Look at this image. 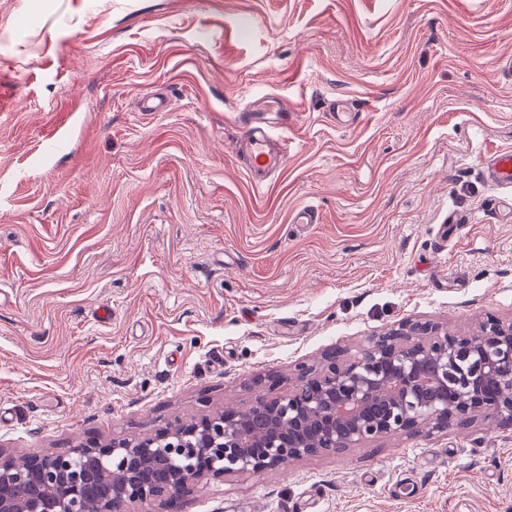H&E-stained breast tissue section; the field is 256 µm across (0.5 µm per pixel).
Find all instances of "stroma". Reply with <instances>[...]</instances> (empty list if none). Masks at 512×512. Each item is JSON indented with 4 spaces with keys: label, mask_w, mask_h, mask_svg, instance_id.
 <instances>
[{
    "label": "stroma",
    "mask_w": 512,
    "mask_h": 512,
    "mask_svg": "<svg viewBox=\"0 0 512 512\" xmlns=\"http://www.w3.org/2000/svg\"><path fill=\"white\" fill-rule=\"evenodd\" d=\"M263 96L289 149L259 191L236 147ZM505 151L512 0H0V449L246 405L407 320L512 319V193L482 175ZM181 512H512V429L227 476Z\"/></svg>",
    "instance_id": "1"
}]
</instances>
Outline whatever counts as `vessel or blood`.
I'll return each mask as SVG.
<instances>
[{"mask_svg": "<svg viewBox=\"0 0 512 512\" xmlns=\"http://www.w3.org/2000/svg\"><path fill=\"white\" fill-rule=\"evenodd\" d=\"M287 108L279 100L264 101L262 108L243 114L247 126L241 155L252 185L261 189L282 172L288 158ZM487 181L495 187L512 188V153H500L484 165Z\"/></svg>", "mask_w": 512, "mask_h": 512, "instance_id": "b4317fda", "label": "vessel or blood"}]
</instances>
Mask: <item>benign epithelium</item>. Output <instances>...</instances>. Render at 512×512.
I'll return each instance as SVG.
<instances>
[{
  "label": "benign epithelium",
  "mask_w": 512,
  "mask_h": 512,
  "mask_svg": "<svg viewBox=\"0 0 512 512\" xmlns=\"http://www.w3.org/2000/svg\"><path fill=\"white\" fill-rule=\"evenodd\" d=\"M481 417L512 427V321L477 333L403 322L297 367L288 391L260 395L139 440L78 442L25 457L0 450V512H128L225 476L278 471L304 457L428 436ZM101 485L112 498H94ZM31 488L20 496L16 490Z\"/></svg>",
  "instance_id": "1"
}]
</instances>
